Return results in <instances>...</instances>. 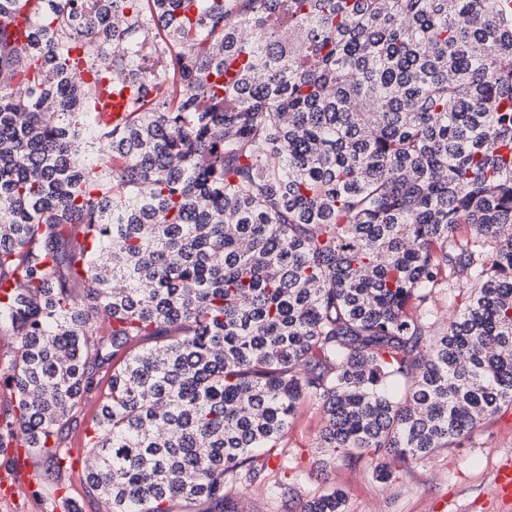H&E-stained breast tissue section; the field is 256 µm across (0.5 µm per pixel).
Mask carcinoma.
Returning <instances> with one entry per match:
<instances>
[{
    "label": "carcinoma",
    "instance_id": "1",
    "mask_svg": "<svg viewBox=\"0 0 512 512\" xmlns=\"http://www.w3.org/2000/svg\"><path fill=\"white\" fill-rule=\"evenodd\" d=\"M3 288L0 441L96 401L112 512H237L307 396L331 456L451 447L512 405V0H0ZM128 94V90H124L122 93H119L112 89L111 95H101L99 100L102 103V105L100 107L99 102L97 107H100L102 112L111 113L112 124H116L124 120L126 111V98ZM469 293L466 288L453 289L437 288L432 294L429 309L434 314L433 320L437 323L436 328H442L448 321L459 314L469 302ZM19 346L20 338L18 336H14L6 327H0V404L1 402L5 403L11 399V396L3 383V377L6 370H2L1 378V366L2 368L7 366V361L10 357L15 355Z\"/></svg>",
    "mask_w": 512,
    "mask_h": 512
}]
</instances>
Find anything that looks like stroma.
Returning a JSON list of instances; mask_svg holds the SVG:
<instances>
[{
	"label": "stroma",
	"mask_w": 512,
	"mask_h": 512,
	"mask_svg": "<svg viewBox=\"0 0 512 512\" xmlns=\"http://www.w3.org/2000/svg\"><path fill=\"white\" fill-rule=\"evenodd\" d=\"M95 412L90 403L75 413L63 471L54 472L38 449H29L26 461L40 472V485L13 504H0V512H56L61 498L81 512H110L106 501L85 489L83 437ZM322 426L319 400L305 398L284 440L287 461L269 459L265 484L236 496L238 512H301L307 499L329 485L344 491V512H504L490 489L497 467L512 460V405L428 457H388L390 477L384 481L375 474L373 454L328 458L319 441Z\"/></svg>",
	"instance_id": "stroma-1"
}]
</instances>
